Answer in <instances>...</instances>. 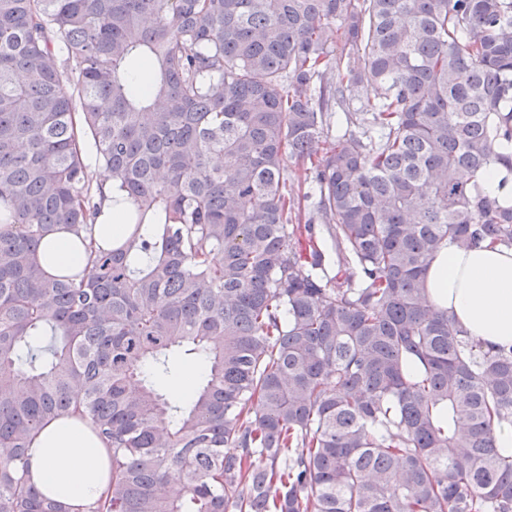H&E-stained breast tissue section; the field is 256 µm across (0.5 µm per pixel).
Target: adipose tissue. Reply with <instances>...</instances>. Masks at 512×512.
Returning a JSON list of instances; mask_svg holds the SVG:
<instances>
[{
	"label": "adipose tissue",
	"instance_id": "ef3b65f1",
	"mask_svg": "<svg viewBox=\"0 0 512 512\" xmlns=\"http://www.w3.org/2000/svg\"><path fill=\"white\" fill-rule=\"evenodd\" d=\"M102 213L81 235L59 229L40 248L43 264L73 275L89 253L112 244L115 193L104 181ZM429 302L449 315L483 348L512 344V250L484 245L443 248L425 274ZM24 477L43 494L80 508L99 501L110 479L107 444L80 415L49 421L32 439Z\"/></svg>",
	"mask_w": 512,
	"mask_h": 512
}]
</instances>
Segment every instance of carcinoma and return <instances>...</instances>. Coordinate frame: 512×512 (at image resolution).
I'll return each instance as SVG.
<instances>
[{
	"instance_id": "carcinoma-1",
	"label": "carcinoma",
	"mask_w": 512,
	"mask_h": 512,
	"mask_svg": "<svg viewBox=\"0 0 512 512\" xmlns=\"http://www.w3.org/2000/svg\"><path fill=\"white\" fill-rule=\"evenodd\" d=\"M88 144L133 211L77 280L37 251L101 213ZM500 166L512 0H0V512H66L20 471L69 413L112 451L89 512H512V345L425 288L512 249ZM184 363L185 362L179 356H176L172 374L157 379V385L163 392L167 393L170 387V391L181 398H186L191 393V388L202 368V363L186 367L180 377ZM175 380L177 381L170 386V384Z\"/></svg>"
}]
</instances>
